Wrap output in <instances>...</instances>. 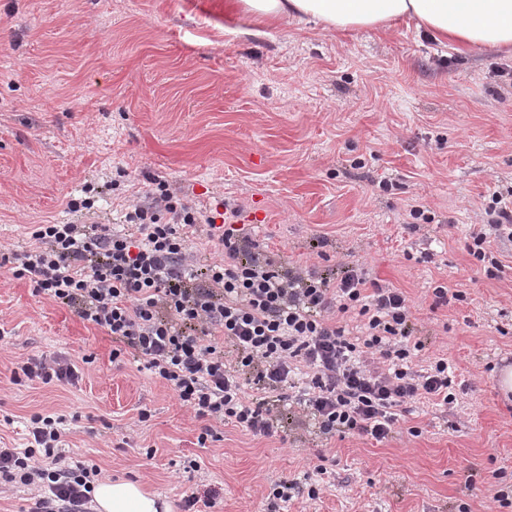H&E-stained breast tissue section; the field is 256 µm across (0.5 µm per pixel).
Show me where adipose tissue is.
<instances>
[{
	"label": "adipose tissue",
	"mask_w": 512,
	"mask_h": 512,
	"mask_svg": "<svg viewBox=\"0 0 512 512\" xmlns=\"http://www.w3.org/2000/svg\"><path fill=\"white\" fill-rule=\"evenodd\" d=\"M232 6L260 23L312 21L336 32L407 20L441 41L512 52V0H232ZM92 495L97 512H171L165 496L128 480L100 479Z\"/></svg>",
	"instance_id": "adipose-tissue-1"
}]
</instances>
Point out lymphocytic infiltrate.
<instances>
[{
	"label": "lymphocytic infiltrate",
	"mask_w": 512,
	"mask_h": 512,
	"mask_svg": "<svg viewBox=\"0 0 512 512\" xmlns=\"http://www.w3.org/2000/svg\"><path fill=\"white\" fill-rule=\"evenodd\" d=\"M146 200L120 224H38L31 243L0 254V266L26 278L35 295L71 308L111 336L113 358L131 357L166 382L195 418L198 441L233 425L272 437L281 425L268 393L299 385L306 418L326 436L380 441L411 400L455 401L448 360L416 359L411 307L396 288L368 284L362 265L330 281L313 268H286L262 255L236 226L216 223L152 179ZM487 230L468 251L485 271L498 268L488 233L512 241V200L493 196ZM223 257L200 260L190 241L200 226ZM361 317L348 337L337 315ZM65 415L36 413L26 448H0V486L35 490L30 512H92L95 464L66 462Z\"/></svg>",
	"instance_id": "f902f5d3"
}]
</instances>
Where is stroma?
<instances>
[{
  "label": "stroma",
  "mask_w": 512,
  "mask_h": 512,
  "mask_svg": "<svg viewBox=\"0 0 512 512\" xmlns=\"http://www.w3.org/2000/svg\"><path fill=\"white\" fill-rule=\"evenodd\" d=\"M227 2L0 0V247L74 221L67 203L89 186L95 219L119 223L162 177L190 205L233 213L284 266L334 278L356 261L400 289L425 354L448 358L454 407L418 405L377 441L324 437L279 401L284 437L227 425L202 446L203 421L170 386L113 361L106 332L0 268V448H24L30 415L55 412L69 418V463L177 507L213 488L201 512H264L288 479L300 492L281 512H512L494 500L512 489V397L497 385L512 367V242L492 239V277L467 250L492 195L512 194V56L402 23L259 26ZM439 285L463 300L435 304ZM52 353L75 384L12 383ZM318 452L333 476L312 500Z\"/></svg>",
  "instance_id": "1"
}]
</instances>
